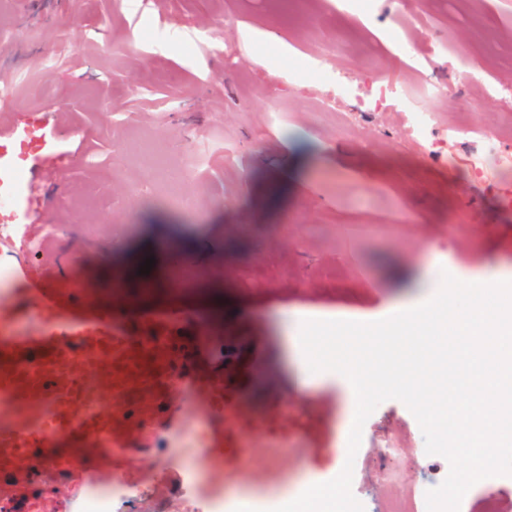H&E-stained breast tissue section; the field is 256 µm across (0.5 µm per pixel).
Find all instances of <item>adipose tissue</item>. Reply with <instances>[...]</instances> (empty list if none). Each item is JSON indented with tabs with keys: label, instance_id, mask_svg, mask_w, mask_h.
Listing matches in <instances>:
<instances>
[{
	"label": "adipose tissue",
	"instance_id": "ef3b65f1",
	"mask_svg": "<svg viewBox=\"0 0 512 512\" xmlns=\"http://www.w3.org/2000/svg\"><path fill=\"white\" fill-rule=\"evenodd\" d=\"M512 279V268L493 266L468 276L465 298L452 292H440L444 283H455L457 275L452 268L429 265L424 276L414 281V296L389 302L382 311L383 318L399 317L398 325L389 327L392 336L412 335L421 345L428 346L436 339L452 337L458 349L461 387L441 393L427 385L417 371L415 361L388 356L379 349L369 350L362 358H349L334 351L332 330L340 322L366 329H379V322L366 318L349 308L316 310L297 315L293 322L294 350L309 347V331H324L325 352L322 366L327 380L336 382L347 403L362 407L374 402L386 390L402 393L416 400L423 410L431 412L436 425L452 424L456 444L465 448L483 445L485 439L497 431L490 410L499 400V386L495 381L499 366L487 359L489 349L499 356L512 358V316L491 318V303L500 282ZM495 337V347H488V337Z\"/></svg>",
	"mask_w": 512,
	"mask_h": 512
}]
</instances>
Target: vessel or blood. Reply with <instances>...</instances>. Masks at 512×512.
I'll list each match as a JSON object with an SVG mask.
<instances>
[{"label":"vessel or blood","mask_w":512,"mask_h":512,"mask_svg":"<svg viewBox=\"0 0 512 512\" xmlns=\"http://www.w3.org/2000/svg\"><path fill=\"white\" fill-rule=\"evenodd\" d=\"M57 276V270L43 265L20 268L16 299L0 304V407L23 397L39 410L27 423L0 425V497L17 501L20 512H27L34 490L33 457L59 435H69L76 446L84 435L99 438L98 454L108 469L113 449L133 436L130 420L157 429L176 427L182 409L177 386L164 383L167 375H174L177 385L196 389L199 408L216 425V438L234 433L224 421V380L196 371V339L181 335L185 314L179 306L149 313L130 330L115 324L111 304L88 302L81 288H57ZM25 319L38 320V328L15 336V325ZM144 330L161 340V347L139 348L134 336ZM115 353L128 370L140 376L150 370L157 377L132 411L112 397V372L105 363ZM81 387L107 399L83 432L70 426L79 413Z\"/></svg>","instance_id":"obj_1"}]
</instances>
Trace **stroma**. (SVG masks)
Masks as SVG:
<instances>
[{"mask_svg": "<svg viewBox=\"0 0 512 512\" xmlns=\"http://www.w3.org/2000/svg\"><path fill=\"white\" fill-rule=\"evenodd\" d=\"M365 2L0 0V85L15 90L0 142L31 195L0 216V264H28V239L57 228L38 263L84 279L119 324L176 296L184 332L208 337L199 373L224 378L237 428L225 471L254 466L252 488L276 497L304 473L329 476L346 445L354 489L380 512L438 481L416 449H439L456 474L470 458L396 392L343 435L335 386L296 389L281 321L336 306L377 315L433 256L463 272L512 265L500 203L512 161L484 179L468 166L512 114V0ZM390 29L414 42L413 64L393 56ZM338 36L347 51L323 56ZM412 106L436 121L414 128ZM150 257L157 293L114 294L115 276ZM195 257L207 276L174 286L170 265ZM386 446L391 484L375 477ZM270 448L278 464L260 470ZM455 512H512V445Z\"/></svg>", "mask_w": 512, "mask_h": 512, "instance_id": "1", "label": "stroma"}]
</instances>
